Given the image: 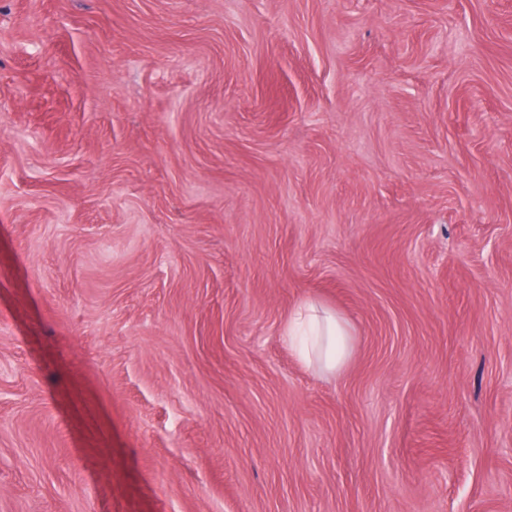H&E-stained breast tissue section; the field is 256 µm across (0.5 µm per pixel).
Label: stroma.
Listing matches in <instances>:
<instances>
[{
	"mask_svg": "<svg viewBox=\"0 0 512 512\" xmlns=\"http://www.w3.org/2000/svg\"><path fill=\"white\" fill-rule=\"evenodd\" d=\"M0 512H512V0H0ZM286 333L302 360L329 372H340L347 364L351 334L346 323L316 303L302 304L288 320Z\"/></svg>",
	"mask_w": 512,
	"mask_h": 512,
	"instance_id": "stroma-1",
	"label": "stroma"
}]
</instances>
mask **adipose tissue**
<instances>
[{
	"mask_svg": "<svg viewBox=\"0 0 512 512\" xmlns=\"http://www.w3.org/2000/svg\"><path fill=\"white\" fill-rule=\"evenodd\" d=\"M286 333L302 360L327 371H341L349 359L351 334L346 323L316 303L302 304L289 319Z\"/></svg>",
	"mask_w": 512,
	"mask_h": 512,
	"instance_id": "ef3b65f1",
	"label": "adipose tissue"
}]
</instances>
